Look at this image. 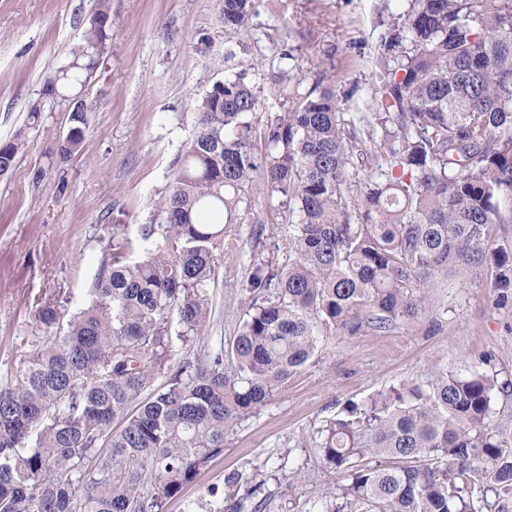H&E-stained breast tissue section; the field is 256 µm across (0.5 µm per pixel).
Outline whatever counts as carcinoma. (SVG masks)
Masks as SVG:
<instances>
[{
    "mask_svg": "<svg viewBox=\"0 0 512 512\" xmlns=\"http://www.w3.org/2000/svg\"><path fill=\"white\" fill-rule=\"evenodd\" d=\"M249 6L224 0V29L245 28ZM110 29L88 25L30 104L31 124L44 101L81 92ZM374 66L380 136L368 146L332 85L300 95L288 72L270 75L288 107L259 131L247 70L206 93L160 203L164 222L138 230L159 245L134 260L132 239L112 250L77 315L35 301L49 334L0 376V512H163L322 342L410 325L435 309L429 288L450 267L481 266L496 301L512 298V237L497 234L512 224V0H409L381 31ZM69 120L55 161L86 147L88 113ZM22 146L20 134L0 142V176ZM254 186L296 226L294 259L277 273L255 259L231 345L190 351L217 242ZM496 389L483 372L443 370L348 404L320 431L323 459L350 477L323 512H476L490 492L512 498Z\"/></svg>",
    "mask_w": 512,
    "mask_h": 512,
    "instance_id": "carcinoma-1",
    "label": "carcinoma"
}]
</instances>
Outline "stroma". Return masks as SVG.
Returning <instances> with one entry per match:
<instances>
[{"label":"stroma","mask_w":512,"mask_h":512,"mask_svg":"<svg viewBox=\"0 0 512 512\" xmlns=\"http://www.w3.org/2000/svg\"><path fill=\"white\" fill-rule=\"evenodd\" d=\"M408 0H252L247 29L228 31L223 0H112V32L99 66L82 89L86 148L49 167L56 140L69 128V105L46 103L41 126L28 107L70 58L97 0H0V141L26 132V147L0 176V374L24 361V339L42 335L34 300L86 309L109 247L158 224L176 162L196 132V106L212 85L247 70L260 100L252 120L263 126L281 111L268 81L288 70L307 93L316 83L351 91L340 107L369 132L378 89L373 49L381 18ZM241 220L218 242L214 280L203 290L211 313L199 347L228 345L246 317L242 283L255 258L276 268L292 257L293 228L276 201L246 193ZM437 316L412 328L363 331L324 342L269 400L231 430L223 452L164 512H186L210 494L227 499L225 477L241 472L254 485L243 512H321L348 482L323 460L321 430L344 406L360 404L404 381L447 369L494 377L501 389L493 424L512 435V301L495 304L484 268L449 272L437 282Z\"/></svg>","instance_id":"stroma-1"}]
</instances>
